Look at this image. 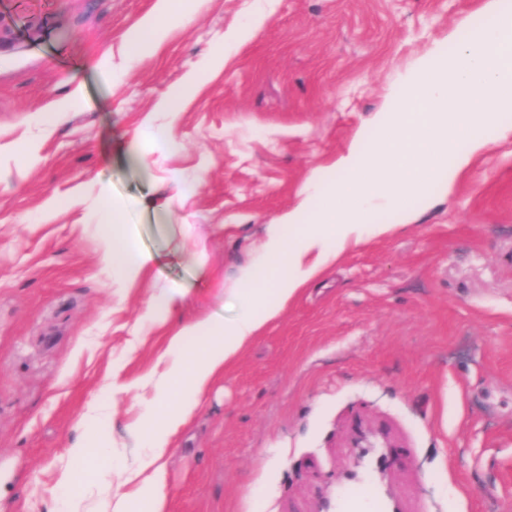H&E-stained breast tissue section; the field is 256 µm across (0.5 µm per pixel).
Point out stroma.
<instances>
[{
    "label": "stroma",
    "mask_w": 512,
    "mask_h": 512,
    "mask_svg": "<svg viewBox=\"0 0 512 512\" xmlns=\"http://www.w3.org/2000/svg\"><path fill=\"white\" fill-rule=\"evenodd\" d=\"M156 3L0 11V512H51L94 403L124 440L139 402L112 384L165 341L150 294L177 284L186 317L235 319L229 289L266 225L333 175L414 59L484 0H270L229 51L257 0H202L159 51L130 57ZM166 121L178 152L146 131ZM413 209L346 248L207 392L168 459L166 512H316L323 497L346 512L359 494L373 512H512V135ZM114 213L156 257L149 283L122 287L103 263ZM361 422L395 441L387 483L343 477Z\"/></svg>",
    "instance_id": "stroma-1"
}]
</instances>
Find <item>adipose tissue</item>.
I'll return each mask as SVG.
<instances>
[{
    "label": "adipose tissue",
    "instance_id": "adipose-tissue-1",
    "mask_svg": "<svg viewBox=\"0 0 512 512\" xmlns=\"http://www.w3.org/2000/svg\"><path fill=\"white\" fill-rule=\"evenodd\" d=\"M197 9L194 2L179 8L174 0H158L156 18L142 21L128 37V53L157 49ZM484 9L492 25L454 49L418 56L377 112L378 136H356L335 163L338 177L308 187L298 207L268 225L231 290L240 304L236 319L182 321L187 295L178 285L151 295L156 323L178 327L159 356L160 369L133 383L146 394L144 408L126 427L134 456L115 454L108 408L99 406L60 469L53 512H165L167 459L212 384L346 247L390 232L386 213L406 212L408 202L426 192L431 170L425 159L436 160L434 171L449 192L485 147L481 131L512 133V0H486ZM102 259L129 287L143 282L155 263L152 254L114 233L104 236ZM117 465L127 491L116 498L98 476Z\"/></svg>",
    "mask_w": 512,
    "mask_h": 512
}]
</instances>
